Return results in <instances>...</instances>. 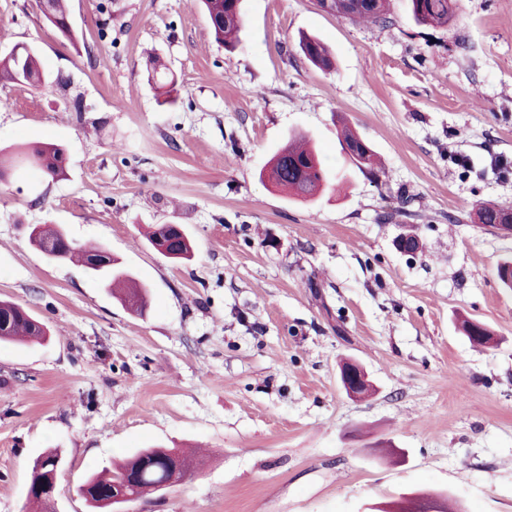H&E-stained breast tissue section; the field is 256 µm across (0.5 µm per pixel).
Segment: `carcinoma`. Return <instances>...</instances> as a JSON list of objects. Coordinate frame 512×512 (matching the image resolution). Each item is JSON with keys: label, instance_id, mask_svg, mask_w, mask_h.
<instances>
[{"label": "carcinoma", "instance_id": "cac0c4a2", "mask_svg": "<svg viewBox=\"0 0 512 512\" xmlns=\"http://www.w3.org/2000/svg\"><path fill=\"white\" fill-rule=\"evenodd\" d=\"M207 16L210 32L215 42L232 50L239 44L243 14L237 0H195ZM409 10L414 20L423 25L444 26L454 12L453 0H409ZM336 11L352 22H367L377 26L391 23L390 0H340ZM42 13L45 19L63 35L73 36L67 0H45ZM304 57L315 67L329 70L333 66L331 52L316 37H304L300 42ZM39 86L46 76L34 48L16 46L0 58V81ZM152 80L157 97L172 101L176 81L169 68L159 59L152 61ZM340 138L350 160L359 168L374 171L375 154L346 124H340ZM30 168L44 176L57 179L65 175V149L53 142H35L21 145L0 156V184L9 182L13 173ZM275 176V187L302 200L315 199L331 185L337 175L326 168L318 155L308 147L290 139L278 149L270 160ZM510 206L483 205L478 209L479 222L486 226L507 223ZM53 237L54 248L67 262L83 267L88 276L102 287L114 292L129 311L143 315L147 308L145 287L136 283L133 275L112 257L105 248H85L58 226L43 225L32 237L33 245L43 254L51 250L43 247L47 237ZM148 243L162 256L173 261L190 260L193 254L191 241L180 224H160L150 232ZM48 331L29 310L23 306L0 300V343L15 341L43 342ZM189 462L183 452L167 448H142L126 462L112 468L105 467L91 473L77 487L95 512H112V491L125 490L133 495L150 494L149 487L159 480L166 469L163 460Z\"/></svg>", "mask_w": 512, "mask_h": 512}]
</instances>
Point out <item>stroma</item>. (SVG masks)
<instances>
[{
	"instance_id": "stroma-1",
	"label": "stroma",
	"mask_w": 512,
	"mask_h": 512,
	"mask_svg": "<svg viewBox=\"0 0 512 512\" xmlns=\"http://www.w3.org/2000/svg\"><path fill=\"white\" fill-rule=\"evenodd\" d=\"M339 19L317 0H243L241 46L192 0H70L74 38L40 0H0V55L35 47L47 82H0V149L51 141L64 177L0 186V298L48 328L0 345V512H24L34 459L59 449L56 512H92L90 469L138 450L199 448L186 475L130 512H374L438 492L462 512H512V0H455L448 25ZM333 50L310 65L301 35ZM177 80L159 105L147 58ZM347 122L383 164L354 166ZM309 135L341 188L312 202L262 180ZM34 224L105 247L148 291L136 315ZM185 225L191 260L145 238ZM415 254L399 251L405 232ZM486 324L470 343L459 319ZM376 386L348 396L339 366ZM510 210V213L508 211ZM511 206H500L497 204L483 205L478 209V219L484 226L494 227V224H500L511 228L508 223V216L511 215Z\"/></svg>"
}]
</instances>
